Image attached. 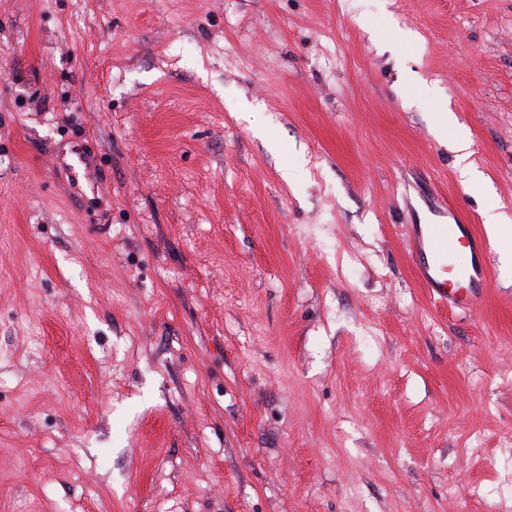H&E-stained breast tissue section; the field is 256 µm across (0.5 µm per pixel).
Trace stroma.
Listing matches in <instances>:
<instances>
[{
	"label": "stroma",
	"instance_id": "1",
	"mask_svg": "<svg viewBox=\"0 0 512 512\" xmlns=\"http://www.w3.org/2000/svg\"><path fill=\"white\" fill-rule=\"evenodd\" d=\"M435 193L512 217V0H0V512H512ZM453 149L456 152V168L463 183L473 184L480 180V174L469 161L471 152L470 143L462 133L452 139ZM408 258L417 279L431 297L456 307H477L487 288L489 249L473 224L453 217L448 224H410ZM462 247L469 263L456 276L448 273V259Z\"/></svg>",
	"mask_w": 512,
	"mask_h": 512
}]
</instances>
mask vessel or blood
<instances>
[{
    "label": "vessel or blood",
    "mask_w": 512,
    "mask_h": 512,
    "mask_svg": "<svg viewBox=\"0 0 512 512\" xmlns=\"http://www.w3.org/2000/svg\"><path fill=\"white\" fill-rule=\"evenodd\" d=\"M408 230V258L429 295L463 309L478 306L488 284L489 249L474 226L456 218L446 224H412ZM457 248L464 249L469 262L453 276L448 259Z\"/></svg>",
    "instance_id": "1"
}]
</instances>
